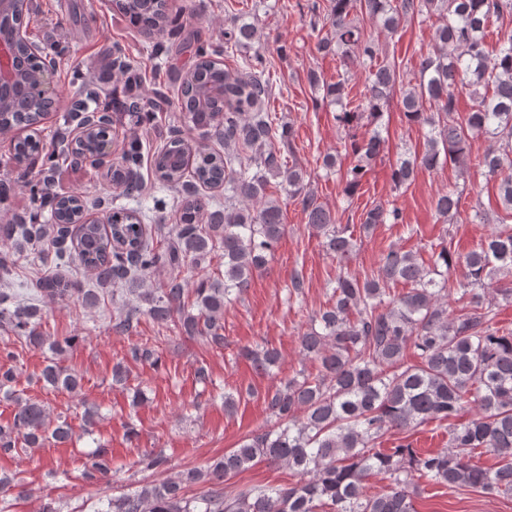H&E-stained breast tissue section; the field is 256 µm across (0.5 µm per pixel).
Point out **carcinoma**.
<instances>
[{"label":"carcinoma","instance_id":"carcinoma-1","mask_svg":"<svg viewBox=\"0 0 512 512\" xmlns=\"http://www.w3.org/2000/svg\"><path fill=\"white\" fill-rule=\"evenodd\" d=\"M116 9L131 25L148 34L162 35L181 18L169 0H114ZM308 13L329 21L332 32L317 40V51L345 61L358 60L368 71L367 93L355 106L343 105L349 77L324 86L325 98L341 106L336 120L349 130L344 148L355 158L346 171L344 193L352 198L361 188L372 162L383 152L384 139L375 125L396 93L400 72L395 59L382 55L378 40L364 34L359 17L395 32L401 22L417 16L436 18L432 50L420 55L414 81L401 92L400 104L407 120L426 128L422 153L408 152L391 166L396 186L413 180L420 168L433 170L450 162L467 171L470 140L482 136L494 146L476 160L488 179H498L499 199L505 214L476 204L472 220L494 224L478 247L464 255L452 250L453 235L445 231L431 244L428 258L400 247H389L376 271L360 278L351 272L336 276L325 308L313 313L310 326L299 336L303 354L319 363L310 378L291 379L268 398L273 425L247 436L239 445L205 467L188 470L159 482L123 491L101 504L96 512H416L414 479L443 484L450 489L512 494V331L496 326L490 290L512 277V33L498 38L490 51L485 33L493 21L512 17V0H308ZM29 11L20 0L17 11L0 15V41L13 39L17 15ZM235 41L249 46L259 40L253 23L233 31ZM192 67L184 73L181 92L188 95L183 119L199 131L188 141L178 135L153 154L152 165L161 189L181 190L180 209L171 224L156 225V234L124 207H114L109 223L76 225L74 258L91 272L96 283L125 287L133 301L114 316L120 333L137 330L146 316L154 323L174 325L190 339L224 346V307L249 288L253 272L264 266L284 233L283 210L267 196L269 178L281 179L284 193L300 200L308 226L323 238L330 254L349 259L356 248L354 228L340 225L332 211L317 202L308 189L307 172L295 158L292 126L278 124L267 111L269 80L263 56L255 52L248 74L231 72L221 60L222 46L187 41ZM24 56L21 79L30 80L32 107L17 112L12 105L14 88L0 86V132L41 122L40 105L45 90L34 82L43 60L25 43H17ZM111 64L127 75L129 86L123 111L136 116L160 108L161 95L139 89L134 65L120 52ZM468 88L473 106L467 117H458V86ZM97 95L88 80L71 96L69 124L81 128L96 124V137L111 142V116L91 111L85 101ZM224 143V152L208 141ZM41 142L36 134L17 140L12 160L18 165L34 162ZM143 141L133 138L122 155V165L112 171L121 195L134 201L140 185L126 181L143 159ZM55 168L50 155L41 177L29 183L32 200H41L44 183ZM191 180H185L186 171ZM224 187V208L213 209L197 187ZM463 192L450 189L437 195L434 208L446 224L457 214ZM50 222L35 224L17 218L0 225V271L11 270V250L54 248L58 261L67 255L70 234L64 217L84 208L78 195L56 196L46 203ZM396 207L376 204L366 210L359 229L372 232L380 224H401ZM224 258V273L204 276L192 283L180 275L169 277L159 288L144 287L143 275L155 268L200 267L215 256ZM407 286L395 293L394 286ZM39 290L61 300L72 296L94 306L99 292L84 291L53 277H45ZM496 289V288H494ZM456 295L454 310L448 298ZM512 303V287L496 289ZM40 310L20 303L0 291V327L25 339L27 345L61 354L73 348L76 336L51 343L38 330ZM412 355H406L407 349ZM129 356L136 363L159 364L156 347L133 344ZM239 356L258 373L268 374L279 365L280 353L257 345L242 347ZM0 392L15 401L11 422L0 425V456L18 452V446L40 448L47 440L65 444L73 428L62 421L49 428L45 405L22 398L14 390L18 367L16 354L0 351ZM82 377L53 362L38 376L41 388L71 393ZM476 409L473 419L452 424L465 404ZM448 422V448L419 452L407 445L384 451L377 440L389 429L400 430L429 422ZM480 449L498 459L483 467L465 456ZM267 461L288 466L299 476L281 487L236 489L230 480L255 464ZM389 480V490L369 496L365 482L371 476ZM112 476V455L97 448L84 471L90 481ZM188 484L200 486L186 496ZM16 476L0 472V512H7L4 496L17 487Z\"/></svg>","mask_w":512,"mask_h":512}]
</instances>
